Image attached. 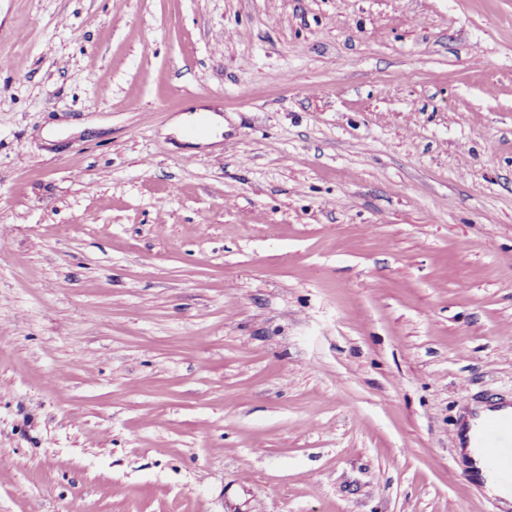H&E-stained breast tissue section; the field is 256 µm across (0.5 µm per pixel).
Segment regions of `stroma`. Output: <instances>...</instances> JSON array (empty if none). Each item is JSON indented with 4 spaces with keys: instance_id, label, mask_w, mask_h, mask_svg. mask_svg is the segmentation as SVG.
Masks as SVG:
<instances>
[{
    "instance_id": "35a3bbf8",
    "label": "stroma",
    "mask_w": 512,
    "mask_h": 512,
    "mask_svg": "<svg viewBox=\"0 0 512 512\" xmlns=\"http://www.w3.org/2000/svg\"><path fill=\"white\" fill-rule=\"evenodd\" d=\"M1 59L0 512H499L512 0H0ZM476 448H459L466 465L484 484L486 492L500 499L503 508L512 503V414H493L485 417L473 436ZM482 453L486 464L495 470H488L478 451ZM508 484V485H507Z\"/></svg>"
}]
</instances>
